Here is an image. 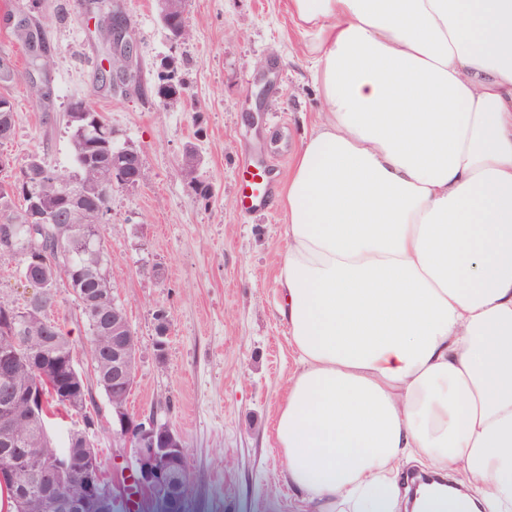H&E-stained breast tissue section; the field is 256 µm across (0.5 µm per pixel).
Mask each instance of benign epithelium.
I'll return each instance as SVG.
<instances>
[{"mask_svg":"<svg viewBox=\"0 0 512 512\" xmlns=\"http://www.w3.org/2000/svg\"><path fill=\"white\" fill-rule=\"evenodd\" d=\"M157 5L160 18L171 21L186 15L188 0H157ZM101 28L112 57L124 60L123 67L112 72L114 85L133 81L131 67L136 46L130 23L118 14H110L104 18ZM154 96L161 102L173 103L185 96V90L173 83L158 84ZM129 327L124 303L118 298L112 300V336L100 350L104 355L112 354V434L131 448L136 489L164 503L169 512H180L188 495L184 472L186 452L180 437L157 414L133 415L128 409L127 393L135 385L141 350L140 340L129 333ZM169 331L168 315L158 313L154 348L159 355ZM22 351L24 347L8 342L0 348V442L16 450L0 466V482L16 487L18 512H112V493L102 479V463L90 436L92 426L67 431L71 447L77 449L84 463L79 479L82 492L75 499L57 492L61 476L71 469V461L56 448L50 425H42L38 435L18 430V425L28 422L43 408V400L37 397L38 380L20 378ZM60 371L68 381L81 382L74 355L63 367L41 364L36 368L39 377L55 376ZM29 462L37 467L40 482V487L34 490L19 482V474Z\"/></svg>","mask_w":512,"mask_h":512,"instance_id":"benign-epithelium-1","label":"benign epithelium"}]
</instances>
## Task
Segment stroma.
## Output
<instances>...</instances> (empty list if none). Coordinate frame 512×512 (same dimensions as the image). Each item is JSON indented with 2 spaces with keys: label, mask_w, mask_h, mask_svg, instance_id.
I'll list each match as a JSON object with an SVG mask.
<instances>
[{
  "label": "stroma",
  "mask_w": 512,
  "mask_h": 512,
  "mask_svg": "<svg viewBox=\"0 0 512 512\" xmlns=\"http://www.w3.org/2000/svg\"><path fill=\"white\" fill-rule=\"evenodd\" d=\"M121 12L136 39L138 81L126 91L102 85L108 55L99 29ZM45 23L53 54L52 96L35 101L26 84L10 88L15 134L0 145L14 166L40 154L71 167L65 112L90 103L112 125L115 145L136 147L145 182L112 194L106 225L109 274L141 341L131 412H157L187 451L190 512H311L288 480L274 422L297 367L276 285L287 247L278 205L239 207L237 168L248 160L285 183L321 112L309 55L288 0H191L190 37L174 44L154 0H0V57L24 65L25 51L5 13ZM174 58L188 83L186 104L153 96L161 59ZM273 81L255 98L258 69ZM202 158L208 198L194 195L180 171L187 147ZM53 316L73 341L94 400L91 436L105 477L130 469L131 451L113 438L110 405L96 382L81 309L58 287ZM166 311L170 332L155 354L154 322Z\"/></svg>",
  "instance_id": "35a3bbf8"
}]
</instances>
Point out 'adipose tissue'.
I'll return each instance as SVG.
<instances>
[{
	"mask_svg": "<svg viewBox=\"0 0 512 512\" xmlns=\"http://www.w3.org/2000/svg\"><path fill=\"white\" fill-rule=\"evenodd\" d=\"M323 121L279 204L298 368L276 422L312 512H512V0H290Z\"/></svg>",
	"mask_w": 512,
	"mask_h": 512,
	"instance_id": "1",
	"label": "adipose tissue"
}]
</instances>
